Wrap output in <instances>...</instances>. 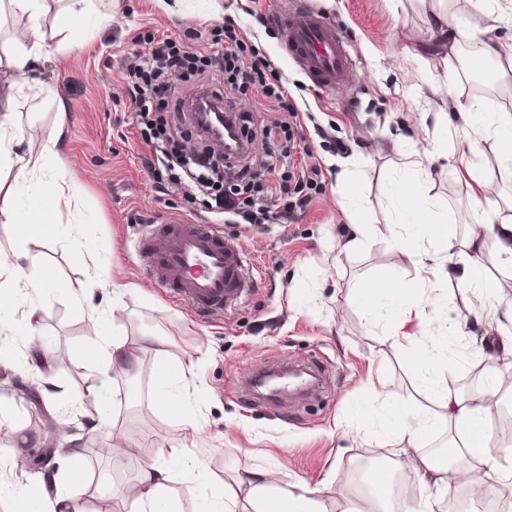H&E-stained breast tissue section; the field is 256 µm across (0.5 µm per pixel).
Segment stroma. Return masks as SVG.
Here are the masks:
<instances>
[{
	"label": "stroma",
	"instance_id": "35a3bbf8",
	"mask_svg": "<svg viewBox=\"0 0 512 512\" xmlns=\"http://www.w3.org/2000/svg\"><path fill=\"white\" fill-rule=\"evenodd\" d=\"M287 2L112 0L111 21L73 22L67 47L37 64L34 76L47 90L20 101L15 119L26 155L43 158L77 186L81 245L57 238L58 219L47 210L35 223H0V251L28 235L33 251L46 254V275L57 286L42 302L36 326L27 323L31 300L25 297L7 317L11 333L0 335V404L13 412L12 421L0 426L1 483L17 480L12 449L46 454L43 475L61 470L55 432L64 421L81 452L84 512H128L143 469L171 446L197 456L211 478L202 488L178 475L169 490L174 512H204L212 492L226 487L235 493V512H256L250 487L239 480L248 463L277 468L283 484L308 490L322 512H341L331 489L349 481L359 463L363 479L382 476L414 487L412 503L420 512H459L463 496L512 497V481H490L481 466L463 489L428 485L420 474L397 467L400 448L428 455L451 446L455 434L441 425L410 446L396 429L376 431L373 420L386 409L438 414L442 408L389 335L397 306L379 297L368 308L357 296L358 287L389 277L415 282L414 264L387 240L347 246L354 220L398 222L404 238L426 241L427 226L441 207L455 217L448 232L456 240L477 230L481 215L470 205L473 182L463 165L439 157L437 149L452 148L462 136L451 103L465 92L459 75L466 58H474L488 78V92L473 96L482 111L512 113V83L496 80L498 62L483 57L479 44L449 45L425 0H315L346 34L356 75L351 87L320 91L284 50L276 18ZM229 21L252 34L255 50L281 69L292 96L305 99L306 139L297 152L306 164L321 167L323 176L293 223L222 225L225 237L245 248L252 287L232 311L203 315L166 297L138 269L137 243L152 225L188 217L206 223L210 202L200 197L191 205L182 192L160 189L143 165L150 149L133 128L126 68L163 36L221 55ZM60 131L64 146L45 155ZM479 149L481 164L497 171L482 194L498 203L499 218L512 217V171L500 168L494 141L480 142ZM419 157L426 160L420 181L433 203H409L407 224L393 193ZM100 265L110 288H86ZM481 270L490 285L484 312L470 313L467 294L454 280L440 288L432 317L411 322L407 330L416 336V351L435 360L449 393L468 397L474 391L470 375H496L485 404L497 413L512 409V367L495 357L497 345L512 339V324L498 326L493 316L512 305V267L489 251ZM116 288L123 312L114 330L137 360L136 387L128 389L125 373H112V405L103 413L87 391L92 371L85 351L103 331L93 308ZM455 325L462 335H449ZM153 336L165 339L164 356L156 355ZM30 340L45 345L57 410L35 406L25 394L43 387L21 366ZM293 362L319 371L313 395L266 402L243 390L242 380L256 369ZM178 366L193 370L181 389L191 405L182 415L166 411L155 388L160 371ZM103 414L112 421L110 438L122 442L125 453L101 455L107 437L93 425Z\"/></svg>",
	"mask_w": 512,
	"mask_h": 512
}]
</instances>
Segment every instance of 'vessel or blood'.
<instances>
[{"label": "vessel or blood", "mask_w": 512, "mask_h": 512, "mask_svg": "<svg viewBox=\"0 0 512 512\" xmlns=\"http://www.w3.org/2000/svg\"><path fill=\"white\" fill-rule=\"evenodd\" d=\"M279 23L289 57L318 87L349 83L347 37L322 11L292 0ZM139 260L156 288L200 312L231 310L251 288L241 247L212 224L182 220L158 228L141 238Z\"/></svg>", "instance_id": "vessel-or-blood-1"}]
</instances>
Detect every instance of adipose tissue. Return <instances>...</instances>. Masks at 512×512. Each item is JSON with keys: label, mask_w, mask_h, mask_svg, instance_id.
I'll return each instance as SVG.
<instances>
[{"label": "adipose tissue", "mask_w": 512, "mask_h": 512, "mask_svg": "<svg viewBox=\"0 0 512 512\" xmlns=\"http://www.w3.org/2000/svg\"><path fill=\"white\" fill-rule=\"evenodd\" d=\"M46 36L40 29L27 31L22 43L0 52V71L14 74V81L0 88V170L13 171L11 184L0 183V215L13 219L18 209L21 190H28L31 200H40L43 193H50L51 206L55 211L71 209L77 196L76 188L67 182L60 172L44 168L38 162L20 155L17 151L19 136L14 121V105L18 98L39 93L43 90L40 81L28 75V64L41 56L46 48ZM483 139L494 140L501 165L512 164V113H487L485 123L479 130L466 135L454 146L453 151L466 162L470 171L475 172L476 192L471 196L473 208L483 217L496 214L497 208L479 192L480 185L490 177V170L481 167L478 157V143ZM493 247L501 259L512 264V222L502 221L491 225L488 233L473 234L465 244L470 259L461 277L462 283L471 292V307L475 312L485 309L486 283L479 269L480 257L486 248ZM406 249L414 258L422 275L421 291H408L405 284L397 279H384L364 290V298L385 295L391 301L404 304L406 316L428 318L437 299L428 295L432 287V274L435 267L425 262L418 243L407 244ZM45 259L42 254L33 252L27 239H16L10 253H0V315L10 312L18 301L19 290L39 298L48 296L50 285L43 277ZM87 357L95 372L107 375L113 371L129 370L134 361L125 349L120 335H108L87 351ZM438 394L448 418L462 433L469 437L468 452L481 463L489 479L512 478V465L500 462V450L490 444L483 428L488 419V410L482 395L467 399L449 396L447 389H439ZM70 465L60 474L40 477L36 484L28 486V493L41 502V512H81L80 496L85 476L79 464L78 453L69 456ZM192 475L198 482H205L206 473L198 459L187 455L181 448H164L158 462L146 468L139 479V490L132 501L129 512H170L169 485L176 472ZM244 482L250 485L253 494L263 507L261 512H319L318 502L306 493H296L279 484L278 473L272 468H252L244 470Z\"/></svg>", "instance_id": "adipose-tissue-1"}]
</instances>
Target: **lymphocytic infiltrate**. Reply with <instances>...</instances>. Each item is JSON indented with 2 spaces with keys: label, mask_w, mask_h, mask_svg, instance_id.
<instances>
[{
  "label": "lymphocytic infiltrate",
  "mask_w": 512,
  "mask_h": 512,
  "mask_svg": "<svg viewBox=\"0 0 512 512\" xmlns=\"http://www.w3.org/2000/svg\"><path fill=\"white\" fill-rule=\"evenodd\" d=\"M227 44L223 58L204 55L196 48H178L174 39L154 40L148 55L137 57L130 67L129 98L136 114V127L152 146L145 165L162 190L184 188L190 196L206 195L215 203L216 215L230 214L246 224H262L279 220L272 203L282 195L302 193L314 185L322 172L317 167L302 169L292 179L261 178L248 166L236 165L227 157H215L204 151L186 156L176 133L174 122L185 121L184 112H170L178 87L170 82L171 73H180L182 81L204 80L208 69L217 67L224 82L232 88L259 86L269 109L278 113L272 125L264 127L263 136L272 142L293 141L303 133L300 112L288 99L278 68L247 51L248 40L235 26L224 28Z\"/></svg>",
  "instance_id": "1"
}]
</instances>
